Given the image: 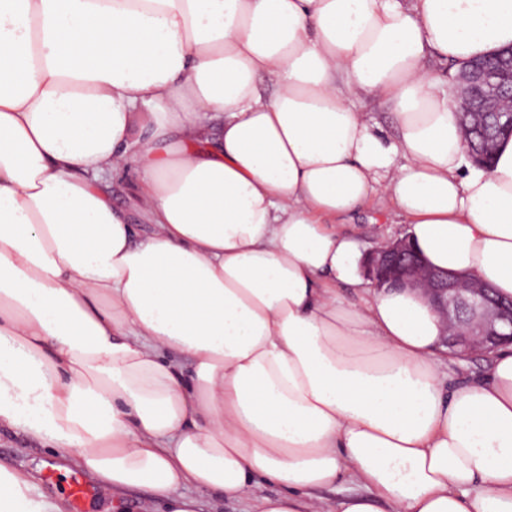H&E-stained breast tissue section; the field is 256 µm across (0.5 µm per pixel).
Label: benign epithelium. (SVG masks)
<instances>
[{"label":"benign epithelium","mask_w":512,"mask_h":512,"mask_svg":"<svg viewBox=\"0 0 512 512\" xmlns=\"http://www.w3.org/2000/svg\"><path fill=\"white\" fill-rule=\"evenodd\" d=\"M450 82L459 116H476L481 124L492 116L512 130V47L472 61ZM367 276L377 286L423 290L443 315L442 345L460 360L512 344V300L497 298L490 285L471 276L426 265L406 236L369 252Z\"/></svg>","instance_id":"obj_1"}]
</instances>
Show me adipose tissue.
I'll return each instance as SVG.
<instances>
[{
    "label": "adipose tissue",
    "instance_id": "ef3b65f1",
    "mask_svg": "<svg viewBox=\"0 0 512 512\" xmlns=\"http://www.w3.org/2000/svg\"><path fill=\"white\" fill-rule=\"evenodd\" d=\"M508 45L512 0H0V429L168 512H512V346L454 382L342 226L512 299V137L471 162L423 65ZM0 512L65 510L0 465ZM358 106L366 112H372L371 114L377 119L385 130V133L390 138L397 136V127L392 119L390 111L387 108L378 105L376 100L371 98L362 99L358 103ZM133 185L134 175L128 173L126 176L113 178L111 181L104 184L102 189L110 195L113 203L126 209L131 218V222L138 224L139 234L143 236L149 232V226L147 224H139L140 221L133 206Z\"/></svg>",
    "mask_w": 512,
    "mask_h": 512
}]
</instances>
